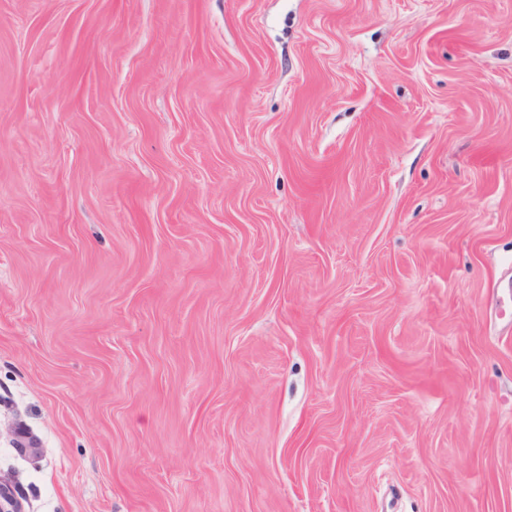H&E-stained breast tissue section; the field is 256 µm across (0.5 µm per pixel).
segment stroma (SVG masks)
Segmentation results:
<instances>
[{"label": "stroma", "mask_w": 512, "mask_h": 512, "mask_svg": "<svg viewBox=\"0 0 512 512\" xmlns=\"http://www.w3.org/2000/svg\"><path fill=\"white\" fill-rule=\"evenodd\" d=\"M509 276L512 0H0L25 512H512Z\"/></svg>", "instance_id": "1"}]
</instances>
